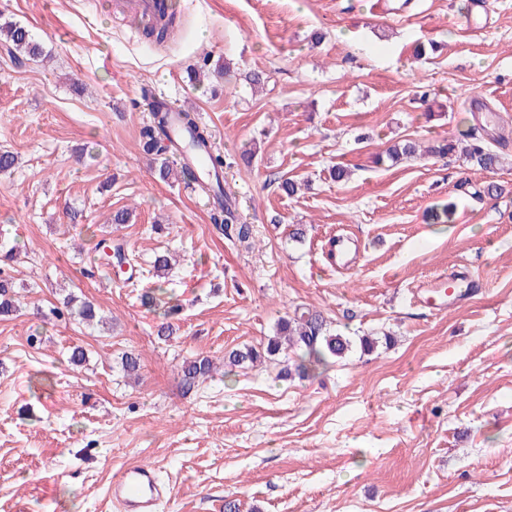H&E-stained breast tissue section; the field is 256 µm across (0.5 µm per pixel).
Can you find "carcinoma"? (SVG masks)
<instances>
[{
    "label": "carcinoma",
    "instance_id": "1",
    "mask_svg": "<svg viewBox=\"0 0 512 512\" xmlns=\"http://www.w3.org/2000/svg\"><path fill=\"white\" fill-rule=\"evenodd\" d=\"M0 41L7 44L13 58L23 60L43 59L46 57L34 34L28 27L16 21H0ZM139 146L144 154L150 156L154 172L163 182L183 181L208 193L214 199L210 214L211 223L224 234V237L246 242L251 237L250 226L239 221L232 200L224 196L222 176L224 159L212 150L210 135L202 127L194 112L184 111L171 118L165 111V104L154 105L152 119L141 127ZM178 154L184 162L180 168H174L166 154ZM462 153L480 170L493 173L500 166V157L486 149L480 142L474 141L464 148ZM418 154L412 141L396 142L387 149V157L393 162L412 158ZM102 264L118 269L133 261L124 244L117 242L109 245L99 243ZM15 284L11 276L0 269V315L13 312L12 301ZM73 298L63 300V308L53 310L55 316L78 317L81 322L91 324L96 316L95 306L84 301L79 307L72 305ZM349 337L334 333L328 327L323 313L314 307L300 306L293 315L277 325L276 334L269 337L260 348L244 346L234 348L224 355V366L232 369H247L257 362L268 360L275 362L283 357L291 364L283 368L289 377L296 375L300 379L309 376L310 367L325 365L331 359L343 358L351 350ZM215 362L209 357H196L186 360L181 366V383L190 391L212 376Z\"/></svg>",
    "mask_w": 512,
    "mask_h": 512
}]
</instances>
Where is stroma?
I'll return each mask as SVG.
<instances>
[{"mask_svg":"<svg viewBox=\"0 0 512 512\" xmlns=\"http://www.w3.org/2000/svg\"><path fill=\"white\" fill-rule=\"evenodd\" d=\"M181 3L158 44L108 0H0L48 56L18 65L0 48V150L20 158L0 176V242L18 248L16 310L0 316V512H119L110 486L136 463L157 471L159 512H512V0ZM206 61L234 70L193 83L188 65ZM151 92L210 131L248 244L216 230L209 197L149 170L136 140ZM474 127L504 160L494 174L455 153L382 158ZM492 181L505 193L488 196ZM123 208L129 223L111 226ZM104 237L137 252V285L97 266ZM163 252L177 262L159 278ZM455 267L479 286L435 310L417 287ZM156 286L161 306H142ZM68 296L104 323L44 321ZM166 304L180 308L169 339ZM303 305L353 340L345 358L304 380L266 363L183 390L185 359L258 344Z\"/></svg>","mask_w":512,"mask_h":512,"instance_id":"stroma-1","label":"stroma"}]
</instances>
